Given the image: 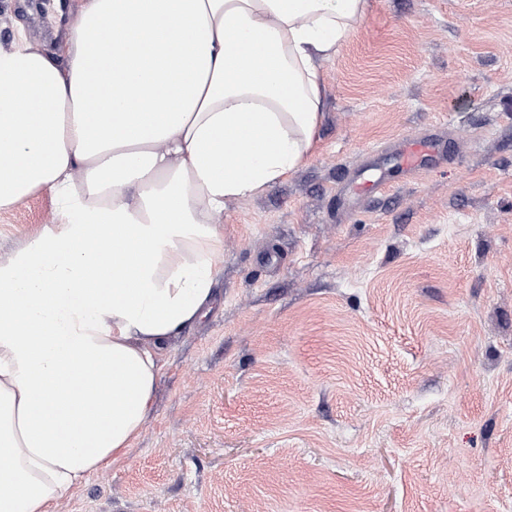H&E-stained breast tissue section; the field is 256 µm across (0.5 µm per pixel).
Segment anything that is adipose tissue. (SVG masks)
I'll return each mask as SVG.
<instances>
[{
    "instance_id": "adipose-tissue-1",
    "label": "adipose tissue",
    "mask_w": 512,
    "mask_h": 512,
    "mask_svg": "<svg viewBox=\"0 0 512 512\" xmlns=\"http://www.w3.org/2000/svg\"><path fill=\"white\" fill-rule=\"evenodd\" d=\"M369 7L82 0L64 61L0 47V209L48 187L66 216L0 261V512H54L129 455L167 345L214 301L219 216L308 162L318 63Z\"/></svg>"
}]
</instances>
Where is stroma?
<instances>
[{
    "mask_svg": "<svg viewBox=\"0 0 512 512\" xmlns=\"http://www.w3.org/2000/svg\"><path fill=\"white\" fill-rule=\"evenodd\" d=\"M58 40L0 0V46ZM315 154L232 204L217 303L172 340L143 432L55 512H512V0H371L323 62ZM458 155L353 212L370 152ZM0 210V260L59 218ZM458 149V140L452 130L447 135L445 131L436 130L411 142L395 143L389 155L398 170L412 171L426 159L445 160L451 150ZM370 169L380 170L377 165H374L371 162L361 163L356 168L355 177L350 179L346 192L343 194V196L339 197V204L342 209H359L362 202V195L371 194L378 190H383L389 185V181L382 171H380L375 180L369 181L366 187L365 184L358 183L359 178L357 174Z\"/></svg>",
    "mask_w": 512,
    "mask_h": 512,
    "instance_id": "1",
    "label": "stroma"
}]
</instances>
